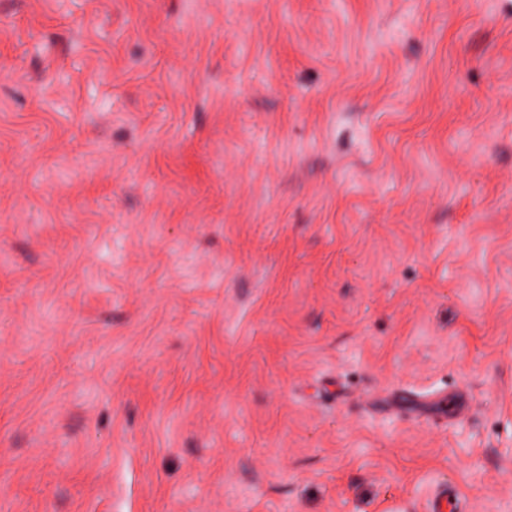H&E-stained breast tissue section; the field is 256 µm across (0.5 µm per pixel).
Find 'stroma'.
I'll use <instances>...</instances> for the list:
<instances>
[{
	"label": "stroma",
	"instance_id": "obj_1",
	"mask_svg": "<svg viewBox=\"0 0 512 512\" xmlns=\"http://www.w3.org/2000/svg\"><path fill=\"white\" fill-rule=\"evenodd\" d=\"M512 512V0H0V512Z\"/></svg>",
	"mask_w": 512,
	"mask_h": 512
}]
</instances>
